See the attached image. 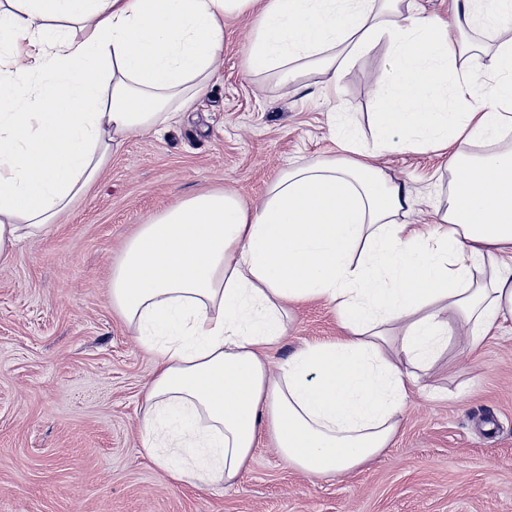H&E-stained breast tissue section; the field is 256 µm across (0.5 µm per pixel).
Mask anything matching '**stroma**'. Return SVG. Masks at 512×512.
<instances>
[{
  "label": "stroma",
  "mask_w": 512,
  "mask_h": 512,
  "mask_svg": "<svg viewBox=\"0 0 512 512\" xmlns=\"http://www.w3.org/2000/svg\"><path fill=\"white\" fill-rule=\"evenodd\" d=\"M253 18L224 21L223 68L164 125L129 134L87 193L0 265V512H512V319L477 351L450 345L412 388L388 448L354 473L314 476L260 441L233 485L171 479L142 448L153 357L109 300L126 242L149 218L204 190L249 204L283 169L337 155L329 118L371 139L378 43L344 73L334 101L308 69L295 93L246 70ZM448 152L398 151L379 163L406 181L410 223L427 230L448 200ZM343 330L323 301L297 304L270 353Z\"/></svg>",
  "instance_id": "obj_1"
}]
</instances>
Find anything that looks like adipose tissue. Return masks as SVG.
I'll return each instance as SVG.
<instances>
[{
    "instance_id": "1",
    "label": "adipose tissue",
    "mask_w": 512,
    "mask_h": 512,
    "mask_svg": "<svg viewBox=\"0 0 512 512\" xmlns=\"http://www.w3.org/2000/svg\"><path fill=\"white\" fill-rule=\"evenodd\" d=\"M399 3L0 0V260L54 225L125 135L207 89L225 17L257 11L249 73L277 74L285 93L310 64L331 92L347 63L388 47L372 142L336 128L342 157L283 170L259 207L200 192L124 248L112 307L156 357L143 449L176 481L233 483L263 435L290 466L350 473L387 448L420 372L452 340L477 348L512 318V149L497 146L512 128V38L488 49L464 38L497 36L512 0H456L450 25ZM459 57L470 71L454 69ZM480 85L490 100L477 107ZM460 140L439 224L403 222L412 192L378 157ZM311 299L337 309L344 336L271 368L290 304Z\"/></svg>"
}]
</instances>
